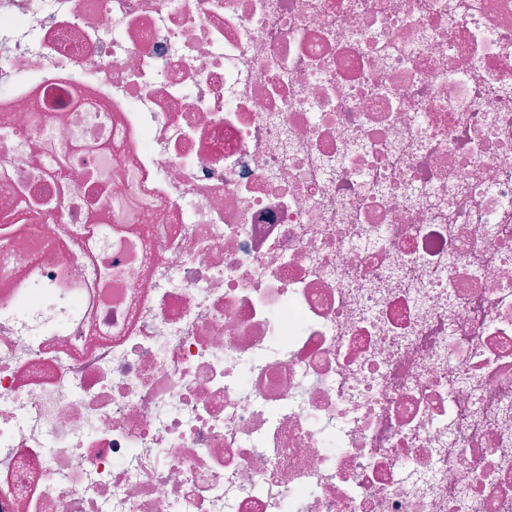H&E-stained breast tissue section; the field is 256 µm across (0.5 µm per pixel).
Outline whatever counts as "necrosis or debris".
Masks as SVG:
<instances>
[{
	"label": "necrosis or debris",
	"instance_id": "4bbe7bcc",
	"mask_svg": "<svg viewBox=\"0 0 512 512\" xmlns=\"http://www.w3.org/2000/svg\"><path fill=\"white\" fill-rule=\"evenodd\" d=\"M0 512H512V0H0Z\"/></svg>",
	"mask_w": 512,
	"mask_h": 512
}]
</instances>
